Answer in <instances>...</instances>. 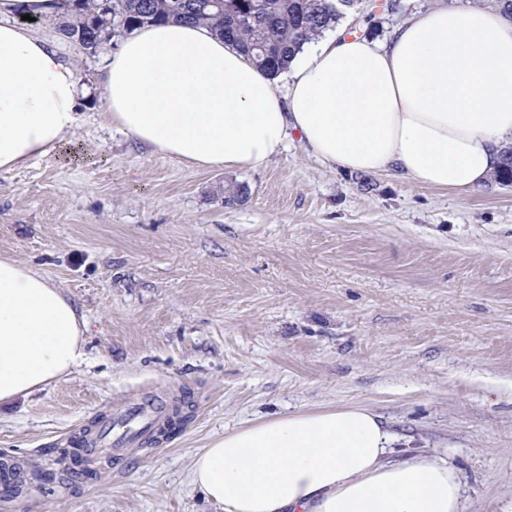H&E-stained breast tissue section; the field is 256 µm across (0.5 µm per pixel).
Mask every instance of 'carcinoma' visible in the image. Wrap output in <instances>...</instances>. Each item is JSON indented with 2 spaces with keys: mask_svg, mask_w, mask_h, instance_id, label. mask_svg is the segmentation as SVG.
<instances>
[{
  "mask_svg": "<svg viewBox=\"0 0 512 512\" xmlns=\"http://www.w3.org/2000/svg\"><path fill=\"white\" fill-rule=\"evenodd\" d=\"M74 12L64 35L89 55L110 42L112 32H128L165 21L204 24L232 41L263 72L274 74L302 45L332 30L357 0H70ZM491 182L512 181V148Z\"/></svg>",
  "mask_w": 512,
  "mask_h": 512,
  "instance_id": "carcinoma-1",
  "label": "carcinoma"
}]
</instances>
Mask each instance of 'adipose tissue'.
<instances>
[{
	"label": "adipose tissue",
	"instance_id": "adipose-tissue-1",
	"mask_svg": "<svg viewBox=\"0 0 512 512\" xmlns=\"http://www.w3.org/2000/svg\"><path fill=\"white\" fill-rule=\"evenodd\" d=\"M67 10L0 0V173L68 146L78 126L74 65L22 21ZM101 97L113 126L197 169L263 166L295 136L350 173L472 191L512 141V19L438 8L384 44L329 30L276 75L206 26L148 25L109 56ZM86 333L63 288L0 257V405L68 375ZM392 443L368 408H325L226 431L190 471L224 512H460L453 464L392 461Z\"/></svg>",
	"mask_w": 512,
	"mask_h": 512
}]
</instances>
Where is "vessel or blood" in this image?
I'll return each instance as SVG.
<instances>
[{"instance_id":"obj_1","label":"vessel or blood","mask_w":512,"mask_h":512,"mask_svg":"<svg viewBox=\"0 0 512 512\" xmlns=\"http://www.w3.org/2000/svg\"><path fill=\"white\" fill-rule=\"evenodd\" d=\"M167 413L159 400H141L102 421L96 433L79 443L77 455L119 457L126 454L141 438L156 430Z\"/></svg>"}]
</instances>
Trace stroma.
Instances as JSON below:
<instances>
[{"instance_id":"1","label":"stroma","mask_w":512,"mask_h":512,"mask_svg":"<svg viewBox=\"0 0 512 512\" xmlns=\"http://www.w3.org/2000/svg\"><path fill=\"white\" fill-rule=\"evenodd\" d=\"M362 0L340 25L386 42L431 9L492 0ZM56 37L91 98L76 160L0 174V255L65 289L84 361L0 408V457L28 477L0 512H224L191 460L256 419L367 407L393 458H448L461 512H512V184L468 193L351 174L289 142L259 169L199 171L116 129L103 55ZM242 186L225 204L219 189ZM181 405L167 440L70 477L71 437L136 400ZM54 481H47V474Z\"/></svg>"}]
</instances>
